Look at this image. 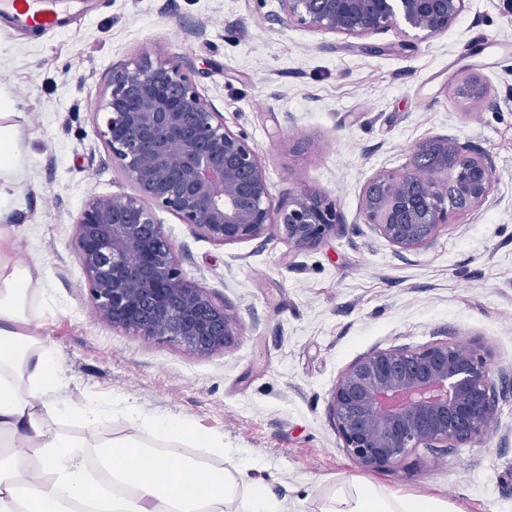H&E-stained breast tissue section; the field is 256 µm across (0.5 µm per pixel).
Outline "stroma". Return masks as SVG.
I'll use <instances>...</instances> for the list:
<instances>
[{
    "label": "stroma",
    "instance_id": "35a3bbf8",
    "mask_svg": "<svg viewBox=\"0 0 512 512\" xmlns=\"http://www.w3.org/2000/svg\"><path fill=\"white\" fill-rule=\"evenodd\" d=\"M146 56L180 64L246 134L273 205L313 188L343 220L298 251L274 228L218 245L157 211L185 277L241 323L239 339L208 356L98 321L74 251L89 199L136 191L93 118L113 68ZM468 67L486 100L453 94ZM0 96L14 102L21 157L0 207L16 233L0 257L42 270L29 311L62 363L58 399L105 410L78 437L129 429L134 407L223 437L288 512H315L342 477L442 497L455 512H512V393L486 442L419 448L372 470L344 454L328 411L339 374L374 348L475 343L512 373V0H467L447 33L412 46L394 29L303 28L278 0H82L54 32L0 18ZM437 136L490 154L494 200L401 253L363 223V191Z\"/></svg>",
    "mask_w": 512,
    "mask_h": 512
}]
</instances>
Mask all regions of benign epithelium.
<instances>
[{
    "instance_id": "benign-epithelium-1",
    "label": "benign epithelium",
    "mask_w": 512,
    "mask_h": 512,
    "mask_svg": "<svg viewBox=\"0 0 512 512\" xmlns=\"http://www.w3.org/2000/svg\"><path fill=\"white\" fill-rule=\"evenodd\" d=\"M290 21L317 32L363 38L396 28L416 41L452 26L466 0H279ZM95 113L96 134L137 187L96 196L76 220L75 253L97 320L207 356L241 335L239 320L183 274L155 211L165 210L219 245L259 238L275 227L298 250L341 224L336 204L305 189L272 207L265 170L246 135L234 132L170 62L142 59L112 70ZM463 100L488 97L472 73L456 82ZM492 161L479 146L435 137L409 165L368 181L360 216L401 251L426 247L465 212L492 199ZM503 370L480 347L435 341L375 348L348 365L329 413L355 465H396L417 448H462L497 430Z\"/></svg>"
}]
</instances>
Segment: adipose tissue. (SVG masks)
<instances>
[{
  "instance_id": "1",
  "label": "adipose tissue",
  "mask_w": 512,
  "mask_h": 512,
  "mask_svg": "<svg viewBox=\"0 0 512 512\" xmlns=\"http://www.w3.org/2000/svg\"><path fill=\"white\" fill-rule=\"evenodd\" d=\"M0 98V196L19 166L18 131ZM38 267L0 259V512H286L251 480L221 437L184 417L135 415L134 433L95 445L59 431L96 420L98 409L54 403L64 383L53 349L27 312ZM191 443L197 455L170 460L155 440ZM318 512H454L447 499L401 494L344 477Z\"/></svg>"
}]
</instances>
